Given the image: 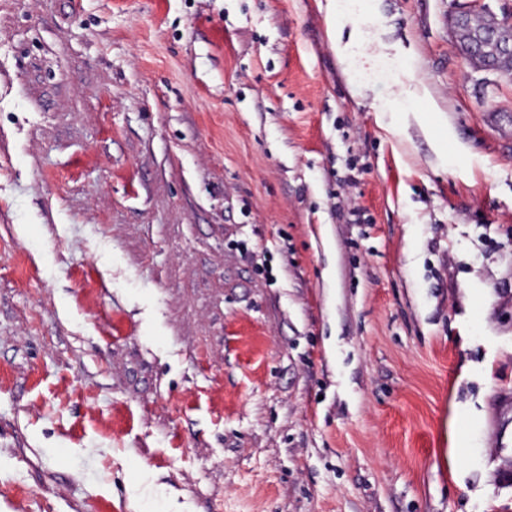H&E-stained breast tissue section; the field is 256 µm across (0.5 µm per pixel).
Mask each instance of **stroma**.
<instances>
[{
  "instance_id": "obj_1",
  "label": "stroma",
  "mask_w": 512,
  "mask_h": 512,
  "mask_svg": "<svg viewBox=\"0 0 512 512\" xmlns=\"http://www.w3.org/2000/svg\"><path fill=\"white\" fill-rule=\"evenodd\" d=\"M342 2L0 0V512H512V75Z\"/></svg>"
}]
</instances>
